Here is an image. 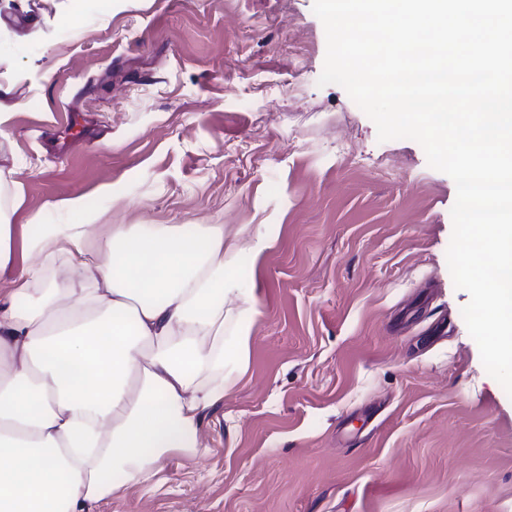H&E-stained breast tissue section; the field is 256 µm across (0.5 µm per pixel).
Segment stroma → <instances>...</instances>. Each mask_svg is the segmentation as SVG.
I'll list each match as a JSON object with an SVG mask.
<instances>
[{
  "label": "stroma",
  "instance_id": "35a3bbf8",
  "mask_svg": "<svg viewBox=\"0 0 512 512\" xmlns=\"http://www.w3.org/2000/svg\"><path fill=\"white\" fill-rule=\"evenodd\" d=\"M313 3L124 0L16 52L15 258L25 224L64 223L74 197L99 224L267 244L237 260L251 340L199 428L208 453L166 455L155 483L89 512H512V396L446 260L456 185L319 85ZM74 112L85 134L59 151Z\"/></svg>",
  "mask_w": 512,
  "mask_h": 512
}]
</instances>
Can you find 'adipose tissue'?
Returning a JSON list of instances; mask_svg holds the SVG:
<instances>
[{
  "instance_id": "ef3b65f1",
  "label": "adipose tissue",
  "mask_w": 512,
  "mask_h": 512,
  "mask_svg": "<svg viewBox=\"0 0 512 512\" xmlns=\"http://www.w3.org/2000/svg\"><path fill=\"white\" fill-rule=\"evenodd\" d=\"M15 204L0 189V512H86L206 453L250 342L243 317L224 338L239 246L220 224H96L74 197L68 223L27 225L17 267Z\"/></svg>"
}]
</instances>
